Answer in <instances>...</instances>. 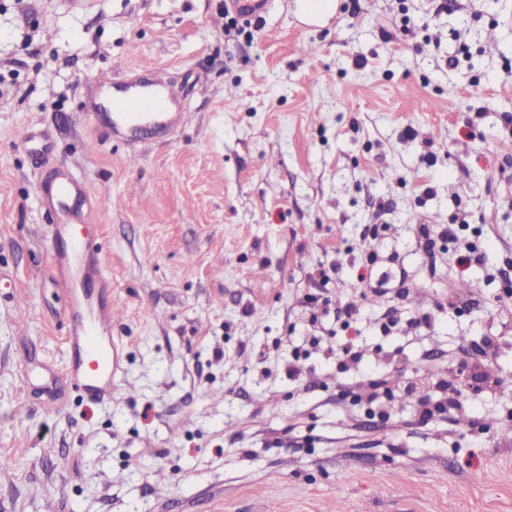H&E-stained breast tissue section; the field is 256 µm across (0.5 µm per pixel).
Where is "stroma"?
Returning <instances> with one entry per match:
<instances>
[{
    "mask_svg": "<svg viewBox=\"0 0 512 512\" xmlns=\"http://www.w3.org/2000/svg\"><path fill=\"white\" fill-rule=\"evenodd\" d=\"M271 2L228 34L225 0H0V512H512V0ZM128 69L183 101L168 140L89 119ZM61 170L127 354L95 405L62 373ZM463 357L488 380L454 414L402 404Z\"/></svg>",
    "mask_w": 512,
    "mask_h": 512,
    "instance_id": "35a3bbf8",
    "label": "stroma"
}]
</instances>
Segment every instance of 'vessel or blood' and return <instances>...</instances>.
Listing matches in <instances>:
<instances>
[{
    "label": "vessel or blood",
    "mask_w": 512,
    "mask_h": 512,
    "mask_svg": "<svg viewBox=\"0 0 512 512\" xmlns=\"http://www.w3.org/2000/svg\"><path fill=\"white\" fill-rule=\"evenodd\" d=\"M94 83L112 90V110L105 121L113 134L129 138L147 133L170 136L186 119L182 103L161 79L135 77L121 83L98 77ZM85 197L84 184L68 172L61 173L47 189L48 200L63 206L61 222L54 225L53 232L70 241L68 250L54 258L51 272L64 286L70 302L67 375L83 395L102 402L112 397L123 354L112 334L114 316L108 300L112 281L106 274L105 256L95 249L92 238L75 227ZM91 278L98 283L93 295L82 288L83 281Z\"/></svg>",
    "instance_id": "b4317fda"
}]
</instances>
